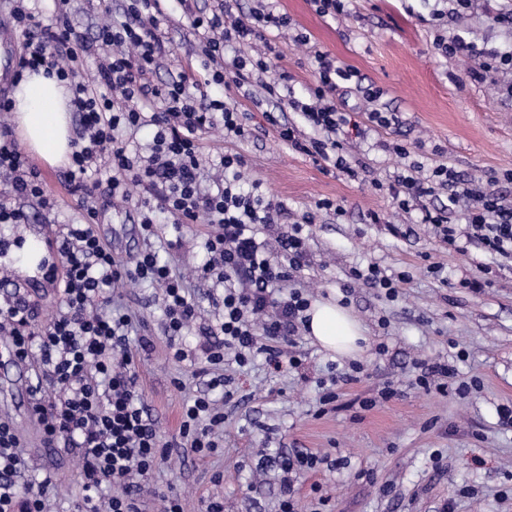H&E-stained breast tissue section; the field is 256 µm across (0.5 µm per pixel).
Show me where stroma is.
I'll list each match as a JSON object with an SVG mask.
<instances>
[{
    "mask_svg": "<svg viewBox=\"0 0 512 512\" xmlns=\"http://www.w3.org/2000/svg\"><path fill=\"white\" fill-rule=\"evenodd\" d=\"M161 7L174 57L199 65L198 40L177 0H161ZM273 8L288 15L289 28L266 32L265 43L246 48V55L275 47L294 76V97L305 103L315 82L314 54L329 53L356 72L363 89L381 91L377 105L397 122L350 144L348 159L359 175L349 178L265 131L270 102L261 84L273 80L269 72L241 88H212V95L241 104L254 133L238 140L219 129L204 131V152L213 158L230 149L240 153L247 162L242 184L260 181L265 196L287 203L288 216L276 232H288L304 213H314V223L304 227L306 261L290 270L288 285L316 299L339 297L361 321L368 341L353 363L361 368L360 380L343 387L335 406L322 407L326 389L353 364L334 358L303 330L287 347L301 359V370L273 372L257 360L226 368V387L191 378L187 366L173 360L172 348L200 362L208 347L224 342L205 333L216 309L209 288L193 274L207 227L164 217L147 241L135 203L142 189H134L129 201L101 197L95 226L101 239L128 261L145 246L159 250L174 272L189 275V292L199 306L188 332L170 337L162 288L142 283L125 293L152 342L136 350L134 370L162 439H178L183 407L193 396L218 401L225 416L214 453L202 457L172 447L148 482L180 496L185 512H205L214 499L223 502L224 512H278L287 479L299 512H442L448 501L453 512H512V428L502 426L499 416L500 406L512 403V259L466 238L461 250H449L422 223L420 211L395 209L388 190L395 175L414 163L444 164L474 185L496 175L499 194L512 203V180L505 178L512 173V73L492 71L480 81L467 75L479 57L512 52V25L493 20L512 9V0H470L465 8L458 0H345L344 14L336 17L319 14L313 0H275ZM299 32L307 34V44H295ZM455 37L474 45L475 56L440 55L437 43ZM399 144L408 155L395 153ZM39 169L56 208L48 214L35 201L21 200L27 223L0 225V241L42 239L48 224L77 217L65 167L43 163ZM323 199L340 204L343 216L317 210ZM370 265L391 277L407 274L398 297L351 279L352 268ZM5 271L0 297L27 292L40 323L57 310L55 283L11 263ZM424 359L454 365L456 382L470 387L467 397L415 387L417 364ZM36 368L28 363L21 377L13 367L0 366V417L18 429L34 466L56 477L53 512H76L82 497L77 453L56 444L59 466L53 469L37 450ZM177 377L184 379L183 388L175 387ZM387 386L398 389V397L381 400ZM365 398L375 399V407L361 409ZM278 451L311 452L325 461L287 477L263 462Z\"/></svg>",
    "mask_w": 512,
    "mask_h": 512,
    "instance_id": "35a3bbf8",
    "label": "stroma"
}]
</instances>
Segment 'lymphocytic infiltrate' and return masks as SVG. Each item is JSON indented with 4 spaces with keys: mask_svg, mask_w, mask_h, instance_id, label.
I'll return each instance as SVG.
<instances>
[{
    "mask_svg": "<svg viewBox=\"0 0 512 512\" xmlns=\"http://www.w3.org/2000/svg\"><path fill=\"white\" fill-rule=\"evenodd\" d=\"M71 2L57 0L56 20L48 26L16 5L11 24L25 44L19 71L42 68L66 82L72 93L71 109L81 115L66 181L84 221L56 227L55 242L64 260L59 310L38 325L25 300L0 301V333L11 337L18 359L37 360L44 370L35 385L33 410L45 443L64 441L80 457L84 490L80 512H142L141 482L162 456L163 442L141 401L132 369V344L143 347L147 341L137 338V316L120 303L119 290L144 281L161 286L166 330L172 336L182 334L196 318L197 308L183 278L161 264L155 251L144 250L128 263L104 244L94 230L99 184L107 185L111 197L121 199L129 198L131 186H147L139 211L146 235H153V214L159 209L179 224L202 220L211 224L204 242L207 259L197 272L224 290L222 312L210 328L224 344L209 351L205 365L194 367L197 376L230 359L245 366L256 349L270 369L286 364L299 368V359L287 357L284 347L289 336L305 325L310 300L303 292L284 295L280 289L288 278L287 266L301 264L305 256L302 230L313 223L314 215L306 213L290 233L277 236L279 248L288 256L283 264L275 259L265 234L276 217L287 215L288 208L259 192L240 191L244 165L240 154H221L217 167L223 177L215 191L200 188L201 132L219 125L238 139L250 134L237 104L210 96L207 88L224 86L229 80L241 85L254 74L269 71L267 57L224 59L226 43L260 38L256 22L227 21L223 0H217L210 12L188 13L203 57L206 77L201 80L192 67L171 58L161 32L164 15L158 0H123L124 19L118 24L111 20L112 0H96L101 21L91 40L77 35L70 20ZM90 56L98 59L92 71L84 66ZM314 61L316 81L308 89L310 102L292 98L287 69H280L277 82L266 84L268 96L276 102L266 111V121L294 149L356 176L345 144L353 137L366 139L368 131L340 103L353 74L326 53H315ZM163 66L168 69L167 82L153 83V74ZM288 108L302 112L314 136L300 137L288 126L283 119ZM144 126L154 130L146 154L134 149L129 139L130 133ZM495 183L491 176L485 186L473 187L450 179L447 167L438 165L423 177L397 176L390 191L400 210H420L422 223L432 225L449 249H458L465 235L488 252L511 258L512 205L503 204ZM0 184L11 190L10 195L0 194V224L26 223L15 198L33 197L45 208L53 206L44 195L38 168L15 140L4 135L0 136ZM439 189L447 190L449 206L465 202L466 230L449 223L446 209L422 206V199ZM223 431L224 414L211 399L197 396L186 402L180 447L208 455L217 448ZM28 474L16 430L0 419V512H47L53 478L48 474L38 478L36 490L23 495L19 482ZM111 484L122 485V494L104 497Z\"/></svg>",
    "mask_w": 512,
    "mask_h": 512,
    "instance_id": "1",
    "label": "lymphocytic infiltrate"
}]
</instances>
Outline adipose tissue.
<instances>
[{
	"instance_id": "obj_1",
	"label": "adipose tissue",
	"mask_w": 512,
	"mask_h": 512,
	"mask_svg": "<svg viewBox=\"0 0 512 512\" xmlns=\"http://www.w3.org/2000/svg\"><path fill=\"white\" fill-rule=\"evenodd\" d=\"M13 121L24 147L47 165L68 164L73 151L69 94L53 77L27 73L12 98ZM306 329L322 349L339 358H354L361 351L362 325L335 299L314 301L306 312Z\"/></svg>"
}]
</instances>
